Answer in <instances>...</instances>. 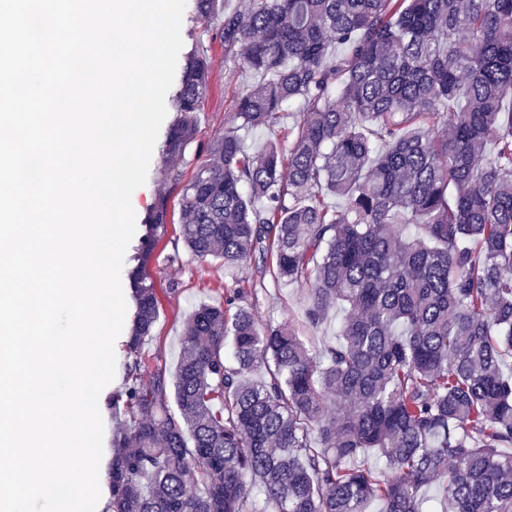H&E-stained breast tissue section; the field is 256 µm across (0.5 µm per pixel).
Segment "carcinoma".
<instances>
[{"label":"carcinoma","mask_w":512,"mask_h":512,"mask_svg":"<svg viewBox=\"0 0 512 512\" xmlns=\"http://www.w3.org/2000/svg\"><path fill=\"white\" fill-rule=\"evenodd\" d=\"M195 8L262 82L182 186L186 249L307 285L311 328L349 312L314 350L226 287L188 316L173 380L143 384L161 305L147 265L170 219L158 197L129 274L104 512H425L431 485L441 512H512V0ZM208 85L197 39L167 158H185ZM288 112L293 126L273 130Z\"/></svg>","instance_id":"1"}]
</instances>
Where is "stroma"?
<instances>
[{"label": "stroma", "instance_id": "35a3bbf8", "mask_svg": "<svg viewBox=\"0 0 512 512\" xmlns=\"http://www.w3.org/2000/svg\"><path fill=\"white\" fill-rule=\"evenodd\" d=\"M209 57L210 85L200 126L195 141L187 150L186 162L181 167L187 176L191 175L197 160L204 158L205 147L229 127L230 104L235 91L257 82L252 72L225 59L220 42L212 43ZM163 161V147L155 145L147 181L131 196L137 223H144L161 194H169L174 201L179 198V186L161 182L157 175ZM148 271L159 292L161 310L153 336L143 346L145 368L141 379L146 383L159 369L166 371L167 375H174L181 355L184 322L196 307L203 303L223 304L225 287L233 285L234 281L252 278L250 268L243 267L233 273L225 270L218 261H200L192 257L179 238V224L175 221L167 225ZM305 298L304 285L291 284L281 288H255L250 303L258 323H289L311 346L319 349L331 340L338 318L332 313L318 328L308 327L304 320Z\"/></svg>", "mask_w": 512, "mask_h": 512}]
</instances>
